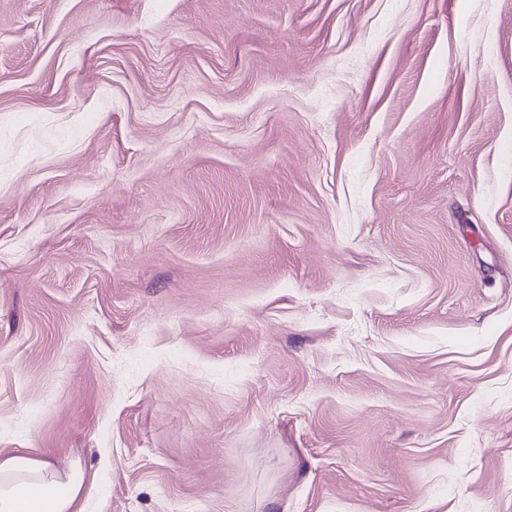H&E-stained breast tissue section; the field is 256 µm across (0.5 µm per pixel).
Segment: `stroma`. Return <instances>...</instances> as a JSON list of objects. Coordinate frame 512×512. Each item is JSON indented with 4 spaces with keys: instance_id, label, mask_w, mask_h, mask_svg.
Here are the masks:
<instances>
[{
    "instance_id": "stroma-1",
    "label": "stroma",
    "mask_w": 512,
    "mask_h": 512,
    "mask_svg": "<svg viewBox=\"0 0 512 512\" xmlns=\"http://www.w3.org/2000/svg\"><path fill=\"white\" fill-rule=\"evenodd\" d=\"M83 512H512V0H0V457Z\"/></svg>"
}]
</instances>
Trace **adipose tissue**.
<instances>
[{"label": "adipose tissue", "instance_id": "ef3b65f1", "mask_svg": "<svg viewBox=\"0 0 512 512\" xmlns=\"http://www.w3.org/2000/svg\"><path fill=\"white\" fill-rule=\"evenodd\" d=\"M86 472L22 455L0 459V512H80Z\"/></svg>", "mask_w": 512, "mask_h": 512}]
</instances>
